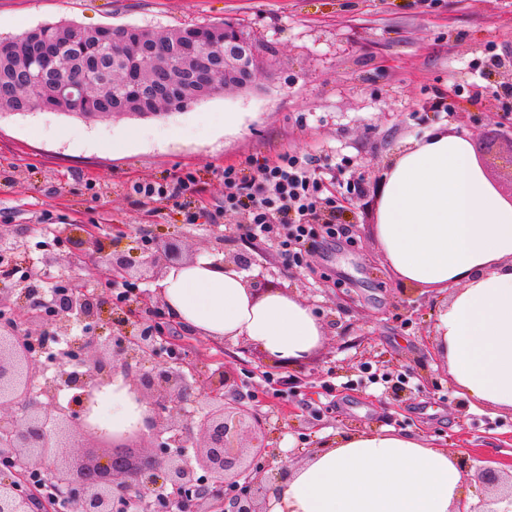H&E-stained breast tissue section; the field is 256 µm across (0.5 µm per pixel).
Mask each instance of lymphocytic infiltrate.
<instances>
[{"instance_id":"1","label":"lymphocytic infiltrate","mask_w":512,"mask_h":512,"mask_svg":"<svg viewBox=\"0 0 512 512\" xmlns=\"http://www.w3.org/2000/svg\"><path fill=\"white\" fill-rule=\"evenodd\" d=\"M348 164L344 158L318 174L309 159L288 152L255 166L248 176L237 166H225L224 208L247 213L245 237L273 242L290 265L302 267L308 244L334 239L338 232L336 225L316 223L315 217L338 206L339 195L328 193V182H336L340 194L355 192L354 181L345 177Z\"/></svg>"}]
</instances>
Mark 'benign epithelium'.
Segmentation results:
<instances>
[{
    "label": "benign epithelium",
    "instance_id": "obj_1",
    "mask_svg": "<svg viewBox=\"0 0 512 512\" xmlns=\"http://www.w3.org/2000/svg\"><path fill=\"white\" fill-rule=\"evenodd\" d=\"M192 57L202 60L193 89L204 94L224 78V88L250 89L256 50L243 29L224 25L186 28ZM40 68L58 75L55 97L84 104L93 85L77 82L57 66V51L44 42ZM180 77L154 78L158 111L179 97ZM73 254L104 253L95 232L83 225L65 231ZM142 263L160 267L169 248L143 249ZM113 280L136 279L125 255L107 259ZM160 300L139 294L133 305L110 302L71 276L51 289L37 276L19 288L0 289V512H46L44 497L23 489L26 476L48 473L52 498L66 512H271L275 477L290 475L291 461L279 455L266 418L243 404L240 377L219 366L200 379L198 365L173 361L168 323L155 320ZM121 384L145 407L121 430L99 425L93 409L100 394ZM76 392L66 408L58 392ZM100 448L76 466L72 447ZM280 460L277 475L269 473ZM481 511L512 512V474Z\"/></svg>",
    "mask_w": 512,
    "mask_h": 512
}]
</instances>
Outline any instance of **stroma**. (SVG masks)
<instances>
[{"instance_id": "1", "label": "stroma", "mask_w": 512, "mask_h": 512, "mask_svg": "<svg viewBox=\"0 0 512 512\" xmlns=\"http://www.w3.org/2000/svg\"><path fill=\"white\" fill-rule=\"evenodd\" d=\"M238 23L257 49L249 90H227L184 111L86 121L58 112H0V249L12 255V287L38 275L51 286L84 273L111 294L105 268L72 258L59 231L93 228L113 252L138 259L145 240L176 248L182 263L246 253L247 277L311 305L326 326L322 345L292 368L305 376L286 394L266 350L238 352L176 327L201 369L230 363L265 416L280 452L330 444L343 433L395 429L443 444L472 468L512 473V411L463 396L434 353L441 295L402 283L375 236L384 171L397 147L433 127L473 148L512 120L500 90L512 71V0H0V38L44 23L85 28L138 25L165 34ZM500 64L485 68L489 54ZM467 84L474 96H456ZM237 113L228 126L224 115ZM293 152L323 168L349 159L358 186L335 212L343 232L310 246L305 268L276 247L245 239L243 212H223L224 168ZM193 176L192 189L137 200L133 181ZM198 213L196 223L187 216ZM371 369L378 383L362 382Z\"/></svg>"}]
</instances>
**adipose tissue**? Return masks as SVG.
Returning <instances> with one entry per match:
<instances>
[{
	"instance_id": "ef3b65f1",
	"label": "adipose tissue",
	"mask_w": 512,
	"mask_h": 512,
	"mask_svg": "<svg viewBox=\"0 0 512 512\" xmlns=\"http://www.w3.org/2000/svg\"><path fill=\"white\" fill-rule=\"evenodd\" d=\"M375 232L402 281L453 289L437 314V350L464 394L512 409V204L473 161L470 141L437 130L397 148ZM160 287L170 316L213 340L296 361L326 335L308 305L285 292L256 296L243 272L210 257L170 268ZM96 412L115 429L141 415L119 387ZM466 481L448 450L423 437L343 434L279 483L272 512H451Z\"/></svg>"
}]
</instances>
